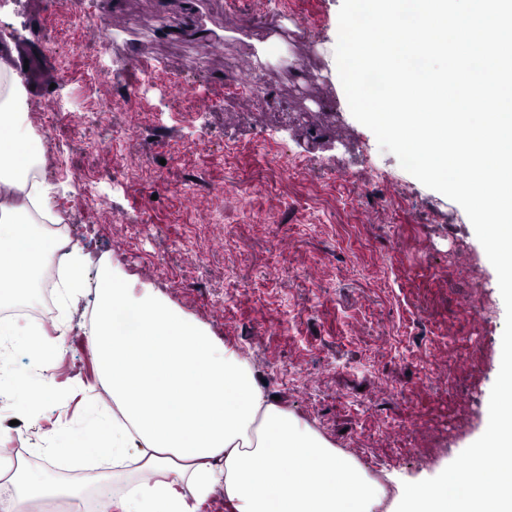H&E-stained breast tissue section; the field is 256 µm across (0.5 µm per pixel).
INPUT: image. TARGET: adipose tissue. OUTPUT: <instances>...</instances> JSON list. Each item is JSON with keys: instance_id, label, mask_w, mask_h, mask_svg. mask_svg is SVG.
<instances>
[{"instance_id": "1", "label": "adipose tissue", "mask_w": 512, "mask_h": 512, "mask_svg": "<svg viewBox=\"0 0 512 512\" xmlns=\"http://www.w3.org/2000/svg\"><path fill=\"white\" fill-rule=\"evenodd\" d=\"M25 97L21 72L0 60V393L18 382V354L36 355L49 373L68 340V322L50 334L1 314L35 302L44 265L58 261L61 307L94 290L83 336L104 393L88 396L71 381L79 419L44 432L42 452L77 468L108 456L112 467L67 484L0 453V512H33L49 500L86 512L92 497L113 512H201L219 492L226 512H376L378 482L273 399L246 357L159 291L47 231L58 218L37 178Z\"/></svg>"}]
</instances>
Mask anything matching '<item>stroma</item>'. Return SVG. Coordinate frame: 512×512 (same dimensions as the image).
<instances>
[{"instance_id":"stroma-1","label":"stroma","mask_w":512,"mask_h":512,"mask_svg":"<svg viewBox=\"0 0 512 512\" xmlns=\"http://www.w3.org/2000/svg\"><path fill=\"white\" fill-rule=\"evenodd\" d=\"M340 6L0 0V50L26 70L30 129L55 122L37 147L71 243L246 354L391 499L485 431L505 307L463 208L352 116L325 54ZM77 13L97 27L67 35ZM184 85L223 98L203 111ZM44 280L29 312L80 328L83 303H56V263ZM74 377L99 392L81 344L53 379ZM12 416L0 405V445L38 462L42 424Z\"/></svg>"}]
</instances>
